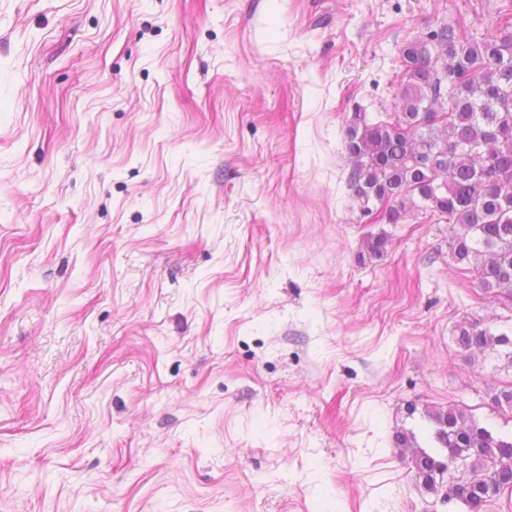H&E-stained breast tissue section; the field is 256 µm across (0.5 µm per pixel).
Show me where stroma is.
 <instances>
[{
	"mask_svg": "<svg viewBox=\"0 0 512 512\" xmlns=\"http://www.w3.org/2000/svg\"><path fill=\"white\" fill-rule=\"evenodd\" d=\"M512 0H0V512H466L395 437L512 435V301L366 213L355 113ZM389 237L382 257L369 237ZM456 342L464 352L494 351L498 346L512 345L509 336L495 335L489 329H479L477 326H461L457 330Z\"/></svg>",
	"mask_w": 512,
	"mask_h": 512,
	"instance_id": "obj_1",
	"label": "stroma"
}]
</instances>
